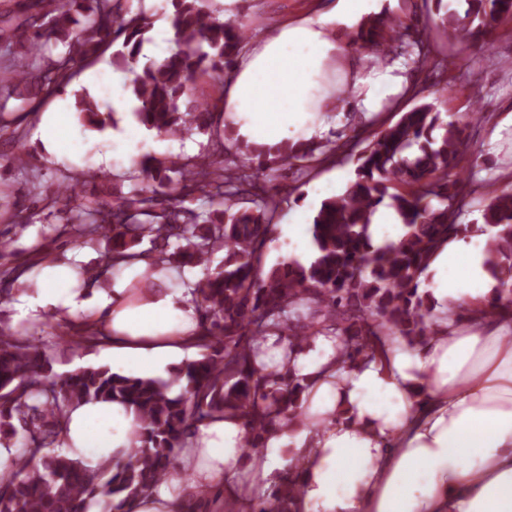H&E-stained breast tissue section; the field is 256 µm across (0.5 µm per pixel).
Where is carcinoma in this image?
<instances>
[{
  "mask_svg": "<svg viewBox=\"0 0 512 512\" xmlns=\"http://www.w3.org/2000/svg\"><path fill=\"white\" fill-rule=\"evenodd\" d=\"M38 9L0 17V38L24 42L27 51L0 67V131H11L10 165L22 171L29 156L20 130L23 104L40 92L65 90L78 59L96 56L104 43L118 46L115 58L132 74L133 114L159 135L207 134L216 126L215 107L193 94L199 73L231 67L251 29L222 20L209 0H170L177 50L142 62L151 30L149 15L133 0H34ZM459 12L443 0H424L426 18L445 36L477 38L512 15V0H464ZM362 46L384 47L396 57L423 64L432 48L420 32L383 10L359 27ZM21 105H15V102ZM83 126L103 129L109 112L85 93L75 94ZM465 125L446 120L432 102L402 113L371 131L358 148L352 138L325 145L330 154L356 156L355 177L346 191L323 200L313 217L315 258L307 265L265 266L264 250L282 202L263 177L265 156L288 168L310 169L320 158L290 140L267 149L240 145L242 159L224 163V142L186 161L146 154L137 162L142 184L124 195L98 193L78 202L57 188L33 204L63 222L54 228L75 246L106 242L101 264L71 262L82 283L117 273L138 251L154 253L176 271L203 267L193 294L199 313L196 347L201 357L179 367L174 381L123 375L109 365L53 371L46 346L0 324V443L19 448L0 472V512H135L138 501L165 479L185 440L198 424L239 414L250 430L248 457L262 447L266 428L297 418L306 378L259 362L267 337L300 352L319 333L341 341L343 369L386 354L387 337L423 343L437 329L438 302L420 290L421 278L449 239L472 232L494 242L488 271L494 300L512 313V190L481 209V225L459 224L471 200L459 164L467 155ZM394 211L405 233L398 243L374 244L370 227L380 207ZM222 252L223 259L214 263ZM73 331L78 347L100 343L87 323H56ZM181 384L172 395L173 383ZM120 401L132 408L140 428L137 444L96 469L80 459L53 453L61 424L74 405ZM298 474L284 470L279 482L249 506V512H294Z\"/></svg>",
  "mask_w": 512,
  "mask_h": 512,
  "instance_id": "cac0c4a2",
  "label": "carcinoma"
}]
</instances>
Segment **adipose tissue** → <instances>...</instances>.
Listing matches in <instances>:
<instances>
[{"instance_id": "1", "label": "adipose tissue", "mask_w": 512, "mask_h": 512, "mask_svg": "<svg viewBox=\"0 0 512 512\" xmlns=\"http://www.w3.org/2000/svg\"><path fill=\"white\" fill-rule=\"evenodd\" d=\"M369 10L370 0H339L336 17L284 21L248 41L224 79L225 118L248 142L272 146L290 130L324 141L340 84L352 91V111L381 112L408 91V76L398 63L371 66L345 50L336 29ZM490 256L483 244L449 242L431 266L436 301L489 309ZM152 263L142 256L110 286L81 288L70 265L49 261L15 307L23 319L89 318L105 328L114 371L165 379L194 351L198 313L191 293L169 287L167 270ZM145 273L152 287L130 302L131 282ZM266 348L264 362L309 381L303 417L287 429L268 427L246 464L240 416L198 424L136 512H178L183 501L218 491L246 512L289 467L299 474L300 512H512V313L496 312L479 326L465 317L440 320L423 345L390 341L383 361L349 372L333 336L311 337L290 359L275 337ZM137 426L124 404H81L66 418L59 446L92 469L130 447Z\"/></svg>"}]
</instances>
